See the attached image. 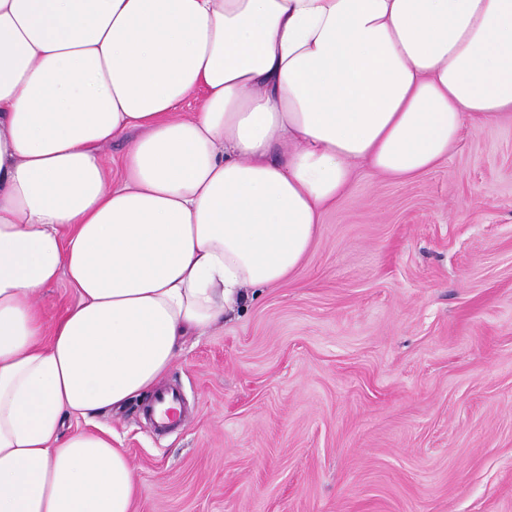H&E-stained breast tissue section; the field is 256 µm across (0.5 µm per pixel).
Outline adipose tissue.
<instances>
[{
    "mask_svg": "<svg viewBox=\"0 0 512 512\" xmlns=\"http://www.w3.org/2000/svg\"><path fill=\"white\" fill-rule=\"evenodd\" d=\"M505 120L512 0H0V512H135L71 418L287 281L358 165L413 177ZM73 293L65 282L45 288L41 293L42 303L50 316L62 314L73 300Z\"/></svg>",
    "mask_w": 512,
    "mask_h": 512,
    "instance_id": "ef3b65f1",
    "label": "adipose tissue"
}]
</instances>
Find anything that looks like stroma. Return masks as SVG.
Wrapping results in <instances>:
<instances>
[{
  "mask_svg": "<svg viewBox=\"0 0 512 512\" xmlns=\"http://www.w3.org/2000/svg\"><path fill=\"white\" fill-rule=\"evenodd\" d=\"M148 398L97 416L136 512H512V125L435 169L362 166L284 283L190 337ZM168 402H180L179 393L171 387L161 389L144 410V414L154 420L157 424V427L161 428L160 431L172 430L174 428L170 427L174 426L176 423L174 416L170 413L171 411L175 410L173 408L165 409L163 411L162 417L159 420H156L157 407L164 406Z\"/></svg>",
  "mask_w": 512,
  "mask_h": 512,
  "instance_id": "1",
  "label": "stroma"
}]
</instances>
